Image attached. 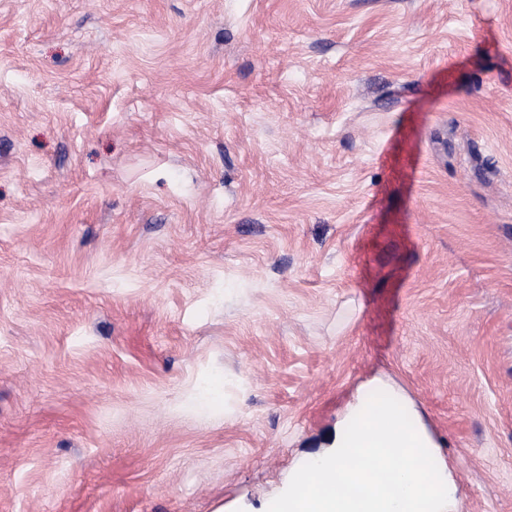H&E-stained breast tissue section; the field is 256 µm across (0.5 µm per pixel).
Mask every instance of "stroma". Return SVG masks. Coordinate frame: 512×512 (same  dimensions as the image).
Returning <instances> with one entry per match:
<instances>
[{"instance_id": "1", "label": "stroma", "mask_w": 512, "mask_h": 512, "mask_svg": "<svg viewBox=\"0 0 512 512\" xmlns=\"http://www.w3.org/2000/svg\"><path fill=\"white\" fill-rule=\"evenodd\" d=\"M375 376L512 512V0H0V512H264Z\"/></svg>"}]
</instances>
